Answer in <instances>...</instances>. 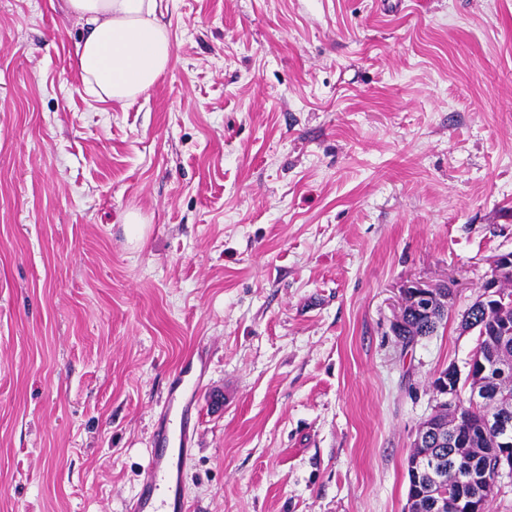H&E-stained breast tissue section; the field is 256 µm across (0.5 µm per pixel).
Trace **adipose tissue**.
Here are the masks:
<instances>
[{"label":"adipose tissue","mask_w":512,"mask_h":512,"mask_svg":"<svg viewBox=\"0 0 512 512\" xmlns=\"http://www.w3.org/2000/svg\"><path fill=\"white\" fill-rule=\"evenodd\" d=\"M167 10L166 0H63L84 28L76 70L86 94L124 105L155 85L173 59Z\"/></svg>","instance_id":"1"}]
</instances>
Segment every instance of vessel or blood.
<instances>
[{"label":"vessel or blood","instance_id":"1","mask_svg":"<svg viewBox=\"0 0 512 512\" xmlns=\"http://www.w3.org/2000/svg\"><path fill=\"white\" fill-rule=\"evenodd\" d=\"M203 360L188 358L172 374L151 446L145 476L130 499L127 512H188L184 465L193 455V412L203 388Z\"/></svg>","mask_w":512,"mask_h":512}]
</instances>
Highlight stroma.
<instances>
[{"label": "stroma", "mask_w": 512, "mask_h": 512, "mask_svg": "<svg viewBox=\"0 0 512 512\" xmlns=\"http://www.w3.org/2000/svg\"><path fill=\"white\" fill-rule=\"evenodd\" d=\"M125 105L0 0V512H126L203 349L189 512H404L512 252V0H172ZM142 224H126L129 213ZM413 282L448 320L403 347Z\"/></svg>", "instance_id": "obj_1"}]
</instances>
